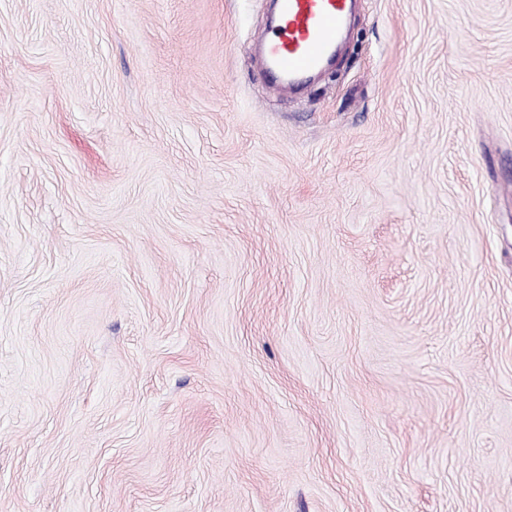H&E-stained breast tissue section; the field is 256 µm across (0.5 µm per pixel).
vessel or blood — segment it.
<instances>
[{
	"mask_svg": "<svg viewBox=\"0 0 512 512\" xmlns=\"http://www.w3.org/2000/svg\"><path fill=\"white\" fill-rule=\"evenodd\" d=\"M351 0H279L278 23L261 64L274 86L300 85L334 54L345 30Z\"/></svg>",
	"mask_w": 512,
	"mask_h": 512,
	"instance_id": "obj_1",
	"label": "vessel or blood"
}]
</instances>
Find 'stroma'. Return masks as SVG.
I'll return each mask as SVG.
<instances>
[{"instance_id":"stroma-1","label":"stroma","mask_w":512,"mask_h":512,"mask_svg":"<svg viewBox=\"0 0 512 512\" xmlns=\"http://www.w3.org/2000/svg\"><path fill=\"white\" fill-rule=\"evenodd\" d=\"M0 0V512H512V0ZM278 1V23L266 42L261 73L276 87L300 85L336 51L351 1Z\"/></svg>"}]
</instances>
